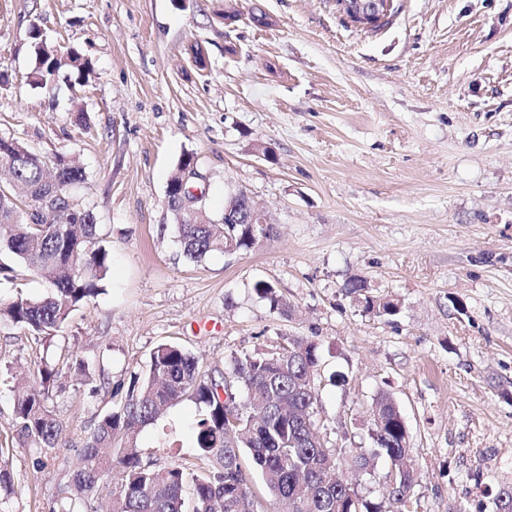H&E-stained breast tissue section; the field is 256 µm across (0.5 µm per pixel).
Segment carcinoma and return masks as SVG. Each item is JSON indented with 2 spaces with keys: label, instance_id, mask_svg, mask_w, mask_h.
<instances>
[{
  "label": "carcinoma",
  "instance_id": "1",
  "mask_svg": "<svg viewBox=\"0 0 512 512\" xmlns=\"http://www.w3.org/2000/svg\"><path fill=\"white\" fill-rule=\"evenodd\" d=\"M30 38L36 53L32 83L45 86L63 68L80 75L88 69L89 62L76 54L62 63L48 49L38 27L31 28ZM2 157L10 160L23 195L10 185L0 186V254L16 261L14 267L0 262V275L13 281L24 269L51 276L52 288L46 295L0 302V323L30 329L46 349L36 376L11 388L19 444L40 450L35 466L42 471L52 461L50 450L59 445L64 431L51 405L57 378L71 369L81 373L89 369L82 360L57 359L52 347L61 339L74 308L102 294L111 253L99 244L93 212L75 202L73 224H56L44 213L32 224L15 221L20 215L19 199L28 202V209L37 210L49 194L82 182L81 168L62 156L47 160L5 137H0ZM205 216L206 224L186 213L173 216L179 220L175 227L183 253L191 261L224 250L226 232L236 235L243 250L257 243L250 225L229 227L208 212ZM255 291L281 314L289 313L288 303L267 283H256ZM318 363L316 344L304 340L237 359L231 382L244 393L238 400L227 395L226 378L216 379L192 353L179 345L157 346L147 371L131 376L124 399L101 417L80 448L59 512H81L114 470L117 480L112 485L110 512H258L249 492L250 472L241 460L244 451L279 512H385L383 505L360 498L340 474L348 458L359 469L368 467L369 454L360 448L328 446L316 437L318 394L310 378ZM186 397L205 406L194 433L210 467L154 469L142 461L139 432L155 421L163 407ZM372 409L378 411V419L373 421L371 438L390 459L397 482L389 499L402 505L416 482L406 425L385 391L377 395Z\"/></svg>",
  "mask_w": 512,
  "mask_h": 512
}]
</instances>
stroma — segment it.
<instances>
[{"instance_id": "stroma-1", "label": "stroma", "mask_w": 512, "mask_h": 512, "mask_svg": "<svg viewBox=\"0 0 512 512\" xmlns=\"http://www.w3.org/2000/svg\"><path fill=\"white\" fill-rule=\"evenodd\" d=\"M34 26L88 70L33 84ZM0 136L83 168L74 197L114 258L62 330L90 374L56 383L64 445L41 472L17 442L10 381L43 345L0 325L15 484L0 512H55L75 446L164 343L217 375L315 343L317 421L341 448H372L388 391L419 472L402 512H489L512 488V0H394L372 33L336 0H0ZM187 154L209 212L240 189L264 212L253 249L184 257L166 189ZM365 295L400 310H365ZM204 411L190 398L165 410L140 434L143 462L203 467ZM390 470L380 455L344 474L385 503Z\"/></svg>"}]
</instances>
